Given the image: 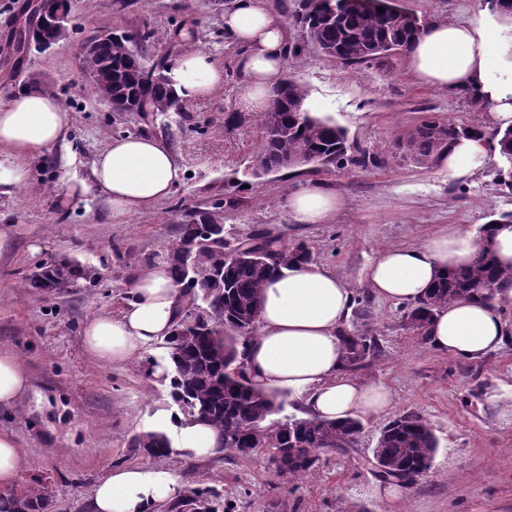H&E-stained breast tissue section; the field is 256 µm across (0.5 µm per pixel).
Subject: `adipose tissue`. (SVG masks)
<instances>
[{
  "label": "adipose tissue",
  "mask_w": 512,
  "mask_h": 512,
  "mask_svg": "<svg viewBox=\"0 0 512 512\" xmlns=\"http://www.w3.org/2000/svg\"><path fill=\"white\" fill-rule=\"evenodd\" d=\"M226 35L241 48L244 112L266 111L283 81L290 50L280 17L263 0H236L224 16ZM409 72L422 84L448 91L475 92L489 110L491 126H512V43H496L486 13L467 21H434L410 45ZM170 84L189 101L208 98L224 83V69L200 51L185 52L168 73ZM73 115L46 89L29 88L0 105V186L18 187L28 178L26 160L68 144ZM485 138H463L445 153L450 179L466 180L488 160ZM182 179L169 147L145 135L113 138L95 157L89 190L102 197L113 216L125 217L168 197ZM288 211L295 223L323 224L340 201L309 183L291 193ZM483 243L458 226L442 228L422 245L392 247L369 273L381 298L416 302L448 270L475 262ZM496 303L461 299L437 311L427 329L437 350L475 360L499 349L507 334L501 301H512V279L500 280ZM132 300L116 316H99L83 329L84 345L98 360L124 362L172 334L182 291L166 263L159 262L132 284ZM353 306V291L336 274L312 263L279 266L261 293L260 331L247 345L245 367L252 383L292 391L309 415L344 420L377 416L390 409L392 395L381 383L365 384L343 369L340 332ZM151 421L171 435V453L206 458L217 451L218 436L206 422L156 404ZM171 474L149 466L112 470L93 492L94 512H155L158 503L180 496Z\"/></svg>",
  "instance_id": "1"
}]
</instances>
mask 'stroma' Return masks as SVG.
<instances>
[{
	"instance_id": "35a3bbf8",
	"label": "stroma",
	"mask_w": 512,
	"mask_h": 512,
	"mask_svg": "<svg viewBox=\"0 0 512 512\" xmlns=\"http://www.w3.org/2000/svg\"><path fill=\"white\" fill-rule=\"evenodd\" d=\"M402 2L425 23L490 9L488 0ZM71 3L65 40L0 62V104L38 86L54 92L74 116L69 145L30 157L27 183L0 192V351L15 353L30 378L18 404L0 408V431L14 436L25 460L11 492L38 489L48 502L45 512H91L93 488L108 472L147 465L178 476L184 498L219 494L223 512H512V336L483 359L453 357L413 333L404 303L377 297L368 284L382 250L422 244L451 224L474 233L493 215L512 212L497 157L472 178L452 181L444 162L419 166L397 146L432 114L484 127L486 104L417 83L403 53L344 65L308 45L301 56L287 58L286 75L305 86L310 111L343 128L349 143L379 165L281 170L255 180L251 167L266 115L239 109L241 50L224 33L223 11L210 0ZM145 32L148 63L176 65L192 48L223 67V86L154 119L111 111L92 92L81 47L97 34ZM127 134L163 139L185 175L152 208L116 218L81 182L95 155ZM308 182L341 200L329 223L301 225L289 215L288 195ZM199 211L240 234L261 229L284 242H306L314 264L336 272L357 297L346 331L378 344L370 365L354 376L385 384L390 410L363 418L352 448L324 452L300 480L278 476L262 453L154 458L133 447L134 436L150 426L153 404L171 400L169 388L147 374L166 356L165 345L113 364L96 361L83 346L85 324L118 313L152 255L174 243L179 224ZM35 243L41 246L36 253ZM38 259H75L96 267L102 279L70 294L25 292L24 279ZM410 412L426 419L439 448L429 472L388 499L368 461L381 429Z\"/></svg>"
}]
</instances>
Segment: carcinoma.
<instances>
[{
	"label": "carcinoma",
	"mask_w": 512,
	"mask_h": 512,
	"mask_svg": "<svg viewBox=\"0 0 512 512\" xmlns=\"http://www.w3.org/2000/svg\"><path fill=\"white\" fill-rule=\"evenodd\" d=\"M41 8L40 4L23 7L24 24L9 39L15 52L29 50L27 30L35 24ZM291 19L304 43L345 65L367 64L391 46L406 49L423 28L418 16L397 0H300ZM147 39L146 34L107 38L100 43L98 55L87 62L90 69L103 66L112 71L114 112L163 115L181 110L166 67L149 66L156 79L146 80L128 66L135 48ZM306 99V89L293 79L276 91L271 105L276 119L264 127L255 159L280 164L296 155H308L320 161L312 167L314 171L348 164L378 166L377 159L363 151L353 154L344 131L311 114ZM478 134L475 128L431 115L406 133L400 146L416 164L428 167L442 157L451 142ZM495 145L505 162L500 169L502 185L512 190V166L508 165L511 127L497 133ZM188 244L196 251V269L189 272L172 260L171 250L156 254L170 266L176 284L183 287L187 303L180 315L192 313L196 320L192 335L174 337L177 350L169 351L171 395L177 403H192L185 415L207 420L217 429L218 452L241 458L264 452L274 463L284 452H293L288 478H299L318 463L322 452L347 447L363 424L358 418L332 421L284 414L286 394L250 383L244 360L259 323L263 283L280 264L312 262V251L304 242L282 244L262 232L244 239L222 229L203 237L199 225L181 224L175 245ZM94 271L76 260L52 261L41 276H29L24 288L38 294H64L76 283L87 281ZM500 276L488 243L472 266L438 276L425 297L407 307L404 318L425 340L435 311L459 298L494 299L491 290ZM342 337L346 371L357 370L374 355L377 343L373 337L347 331ZM134 447L160 457L169 454L170 442L163 432L147 431L135 438ZM437 450V438L426 420L415 413L404 414L382 428L372 455L374 474L384 481L420 477L431 468ZM43 507L37 495L0 494V512H42Z\"/></svg>",
	"instance_id": "obj_1"
}]
</instances>
